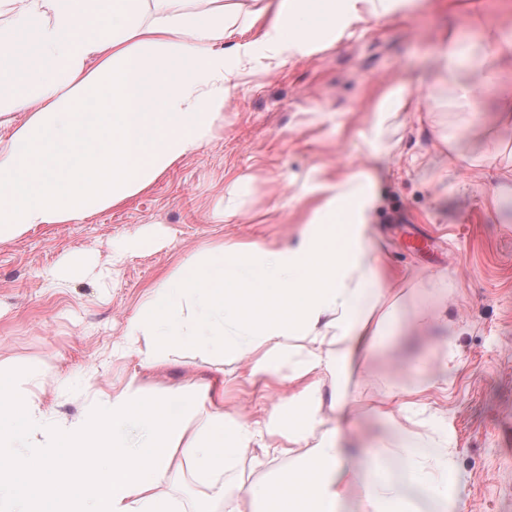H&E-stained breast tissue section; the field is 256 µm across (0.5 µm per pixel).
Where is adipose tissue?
Listing matches in <instances>:
<instances>
[{"label": "adipose tissue", "mask_w": 512, "mask_h": 512, "mask_svg": "<svg viewBox=\"0 0 512 512\" xmlns=\"http://www.w3.org/2000/svg\"><path fill=\"white\" fill-rule=\"evenodd\" d=\"M177 0H0V59L33 76L11 93L10 112L25 120L0 136V241L42 224H79L141 193L173 163L198 150L221 117L233 79L244 75L257 44L287 61L335 43L353 23L380 20L416 0H320L324 18L307 19L310 0H256L238 23L223 0L205 15ZM263 25L259 40L240 28ZM480 50L454 35L438 40L439 77L451 105L473 111L498 81L492 61L512 56V38L487 25ZM372 195L352 176L337 186L298 240L205 250L150 288L130 323L131 338L165 351L194 347L247 357L250 375L270 387L288 382V418L250 421L224 403V381L192 392H148L130 376L83 416L47 417L31 392L0 387V512H175L161 479L189 461L204 479L259 450L298 455L288 474L264 490L238 484L217 491L221 512H339L358 494L360 512H417L408 489L428 492L425 470L452 454L399 428L394 443L351 451L347 403L337 395L336 423L318 414L321 377L342 379L370 350L379 328L371 315L385 296L384 273L369 257L366 212ZM287 362V378L277 365ZM363 463L353 466L350 453ZM401 472L386 474V463Z\"/></svg>", "instance_id": "obj_1"}]
</instances>
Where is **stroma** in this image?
Segmentation results:
<instances>
[{
  "mask_svg": "<svg viewBox=\"0 0 512 512\" xmlns=\"http://www.w3.org/2000/svg\"><path fill=\"white\" fill-rule=\"evenodd\" d=\"M512 34V0H417L385 19L351 25L330 47L279 65L258 48L249 76L233 80L221 119L200 149L175 162L153 186L81 224H43L0 242V379H19L53 419L81 416L100 392L137 376L149 392L224 379V399L248 420L279 407L280 392L248 382L244 359L191 348L140 368L151 351L131 341L128 323L142 295L205 248L295 242L332 186L366 173L378 199L372 253L390 277L380 307L388 323L378 345L354 362L341 385L323 380V416L344 389L350 436L371 442L395 432L379 414L396 406L394 387L436 372L427 410L407 429L450 439L466 512H512V111L487 98L477 112H383L398 87L432 83L436 38L475 42L474 21ZM432 235L420 254L402 227ZM137 234L150 248L129 252ZM73 254L87 270L59 285L45 276ZM447 288L442 322L419 329L415 316ZM130 346L133 357H113ZM294 458L246 455L225 471L256 487L287 473ZM160 489L179 512H193L213 490L191 468Z\"/></svg>",
  "mask_w": 512,
  "mask_h": 512,
  "instance_id": "obj_1",
  "label": "stroma"
}]
</instances>
